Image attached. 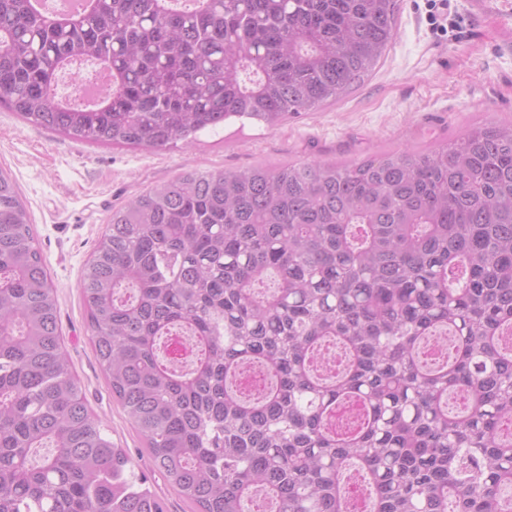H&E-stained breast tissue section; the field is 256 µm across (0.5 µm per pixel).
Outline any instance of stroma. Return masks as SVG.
Masks as SVG:
<instances>
[{"mask_svg":"<svg viewBox=\"0 0 512 512\" xmlns=\"http://www.w3.org/2000/svg\"><path fill=\"white\" fill-rule=\"evenodd\" d=\"M397 36L364 83L336 104L269 129L255 123L200 133L191 147L152 152L91 147L36 129L0 108V170L26 202L56 289L62 347L88 407L129 455L168 512H192L153 467L145 443L113 398L90 342L80 280L113 208L183 170L259 163L359 162L424 147L474 125L512 119V0H450L456 27L437 34L426 0H400Z\"/></svg>","mask_w":512,"mask_h":512,"instance_id":"1","label":"stroma"}]
</instances>
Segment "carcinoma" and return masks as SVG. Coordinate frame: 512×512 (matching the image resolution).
Returning a JSON list of instances; mask_svg holds the SVG:
<instances>
[{
    "label": "carcinoma",
    "instance_id": "cac0c4a2",
    "mask_svg": "<svg viewBox=\"0 0 512 512\" xmlns=\"http://www.w3.org/2000/svg\"><path fill=\"white\" fill-rule=\"evenodd\" d=\"M399 0H0V106L91 146L273 129L364 82ZM110 90L63 101L77 66ZM81 290L112 396L196 512H504L512 121L358 163L186 170L112 210ZM196 351L182 367L159 351ZM433 336L449 354L423 358ZM347 361L314 366L326 344ZM271 378L244 394L239 371ZM353 426L333 422L343 405ZM0 512H167L89 412L27 208L0 171ZM347 512H372V502L357 475L351 474L346 478Z\"/></svg>",
    "mask_w": 512,
    "mask_h": 512
}]
</instances>
